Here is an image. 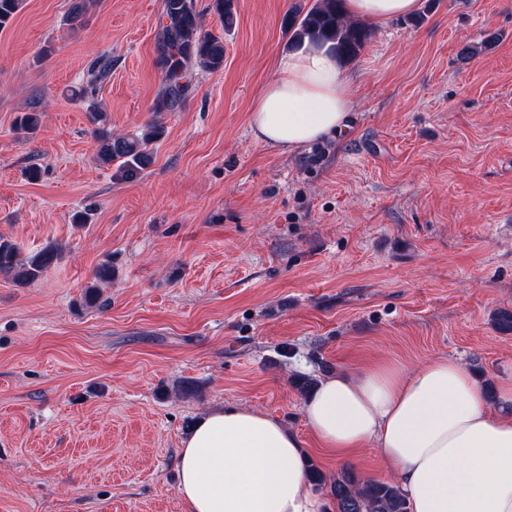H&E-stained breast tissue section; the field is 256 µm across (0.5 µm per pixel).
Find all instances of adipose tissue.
<instances>
[{
  "instance_id": "adipose-tissue-1",
  "label": "adipose tissue",
  "mask_w": 512,
  "mask_h": 512,
  "mask_svg": "<svg viewBox=\"0 0 512 512\" xmlns=\"http://www.w3.org/2000/svg\"><path fill=\"white\" fill-rule=\"evenodd\" d=\"M420 0H345L349 16L383 25ZM250 111L254 137L293 151L345 129L351 76L331 44L303 42L274 61ZM306 425L331 457L372 449L409 512H512V376L495 397L461 362L411 368L376 360L320 378ZM301 438L267 413L226 406L196 421L178 452L188 512H335L310 482Z\"/></svg>"
}]
</instances>
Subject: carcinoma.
Returning a JSON list of instances; mask_svg holds the SVG:
<instances>
[{
    "label": "carcinoma",
    "instance_id": "cac0c4a2",
    "mask_svg": "<svg viewBox=\"0 0 512 512\" xmlns=\"http://www.w3.org/2000/svg\"><path fill=\"white\" fill-rule=\"evenodd\" d=\"M21 2L0 0V28L13 19ZM98 4L99 0H73L70 24L79 22ZM212 7L224 24V31H231L236 19L233 0H212ZM286 29L295 45L305 38L331 43L344 63L355 60L373 37L369 25L345 13L343 0H310L304 7H294L286 19ZM156 51L163 88L152 108L154 119L144 131L132 136L108 131L106 113L95 102L91 103L88 113L94 126L97 161L104 165L116 163L131 178L152 164L151 145L164 134L160 114L180 110L192 94L193 69L216 71L224 66V40L202 31L194 0H164ZM107 71L108 63H96L87 71L86 80L72 89V94L83 100L94 97ZM38 128L36 112H25L17 118L16 130L29 137L35 135ZM60 257V247L53 244L23 258L15 243L0 238V274L12 276L19 284L37 280L55 266ZM94 280L95 284L84 296V303L89 305L97 301L100 286L112 282V263L100 264ZM308 474L316 487L327 489L329 497L336 502V512H408L406 498L394 482L362 479L347 466L328 478L311 463Z\"/></svg>",
    "mask_w": 512,
    "mask_h": 512
}]
</instances>
